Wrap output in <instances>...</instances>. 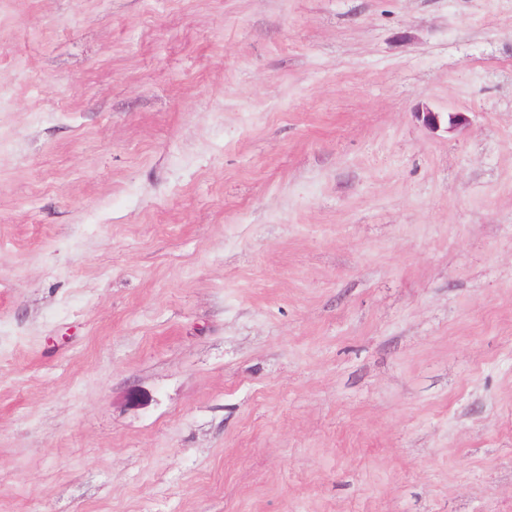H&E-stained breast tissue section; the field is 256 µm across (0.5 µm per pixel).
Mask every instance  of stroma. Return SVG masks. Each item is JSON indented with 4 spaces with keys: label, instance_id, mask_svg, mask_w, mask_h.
<instances>
[{
    "label": "stroma",
    "instance_id": "obj_1",
    "mask_svg": "<svg viewBox=\"0 0 512 512\" xmlns=\"http://www.w3.org/2000/svg\"><path fill=\"white\" fill-rule=\"evenodd\" d=\"M0 512H512V0H0Z\"/></svg>",
    "mask_w": 512,
    "mask_h": 512
}]
</instances>
